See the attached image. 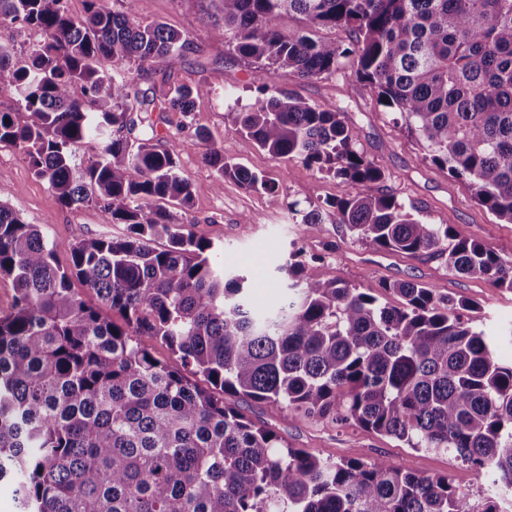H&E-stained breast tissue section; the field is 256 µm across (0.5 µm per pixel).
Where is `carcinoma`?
Segmentation results:
<instances>
[{"instance_id": "carcinoma-1", "label": "carcinoma", "mask_w": 512, "mask_h": 512, "mask_svg": "<svg viewBox=\"0 0 512 512\" xmlns=\"http://www.w3.org/2000/svg\"><path fill=\"white\" fill-rule=\"evenodd\" d=\"M0 0V23L39 33L28 57L0 46V144L20 149L66 207L94 204L120 238L80 239L61 268L55 245L0 202V481L19 512H505L512 494V364L473 326L475 304L412 282L383 284L397 305L330 276L314 256L279 266L288 298L254 312L239 277L211 265V243L169 206L194 191L177 150L111 136L127 125L129 75L188 40L143 24L114 0ZM212 26L229 51L257 64L253 102L232 111L240 131L275 159L297 158L340 180L339 198L311 204L303 224H334L357 241L445 259L448 272L512 291V257L427 224L391 193L359 150L342 108L277 86L284 73L328 79L352 68L422 146L419 162L448 169L475 202L512 224V0H220ZM303 26L286 36L280 20ZM341 29L336 42L315 35ZM109 60L119 76L101 69ZM210 89L170 84L158 103L188 113ZM87 139L103 143L79 155ZM224 179L278 183L209 148ZM152 205L145 206L143 202ZM159 239L164 249L155 247ZM119 314L102 316L72 279ZM167 349L174 363L156 357ZM200 376L208 387L200 386ZM294 417L355 423L411 448L446 451L491 478L476 501L446 473L419 476L380 461L323 459L286 444L224 396Z\"/></svg>"}]
</instances>
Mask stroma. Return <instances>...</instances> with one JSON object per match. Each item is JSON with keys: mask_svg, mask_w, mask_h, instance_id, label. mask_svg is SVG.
Wrapping results in <instances>:
<instances>
[{"mask_svg": "<svg viewBox=\"0 0 512 512\" xmlns=\"http://www.w3.org/2000/svg\"><path fill=\"white\" fill-rule=\"evenodd\" d=\"M215 0H116L118 10H131L142 23L162 22L181 32L189 46L182 59H155L145 72L134 77L132 88L151 95L169 84L196 86L204 82L208 97L197 101L193 112L165 113L156 130L141 122L120 130L130 143L160 133L163 143L176 147L181 178L194 190L189 210L174 208L177 220L186 221L197 236L212 243L211 262L223 265L226 276L243 275L251 287L255 306L270 310L285 295L275 287L277 269L293 248L305 256L323 257L330 276L350 287L395 303L394 295L383 292L386 281H410L438 289L446 295L466 297L477 310L474 326L486 335H503L498 346L502 362L512 363V291L497 288L481 279L449 273L444 259L412 257L381 250L337 232L332 224H301L289 212V204H309L341 196L344 187L335 178L307 167L297 159H275L257 148L239 131L228 112L250 104L257 74L254 65L225 49L213 36L208 15ZM277 84L296 91L308 102L323 107H342L357 144L368 158L382 161L388 178L367 185L368 193L387 191L398 199L421 208L430 224L452 225L461 235L476 239L503 256H512V224L497 220L473 200L468 187L451 177L447 169L419 162L421 147L395 120L394 113L379 106L371 88L360 83L351 71L329 80L299 83L280 76ZM223 149L226 158L251 172L274 178L279 185V202L271 204L264 191L247 190L235 180L225 179L223 190H215V173L202 161L206 146ZM0 202L17 212L25 223L40 227L56 246L61 267L71 264L70 245L78 239L119 237L126 228L111 223L98 207H62L48 183L35 176L27 156L18 148L0 144ZM240 409L255 420L273 424L288 445L305 448L321 457L364 461L382 459L419 475L451 473L455 484L471 497L482 493L474 482L473 468L445 452L408 447L401 441L381 436L354 425H334L322 420H298L288 413L275 414L262 403L243 401Z\"/></svg>", "mask_w": 512, "mask_h": 512, "instance_id": "1", "label": "stroma"}]
</instances>
